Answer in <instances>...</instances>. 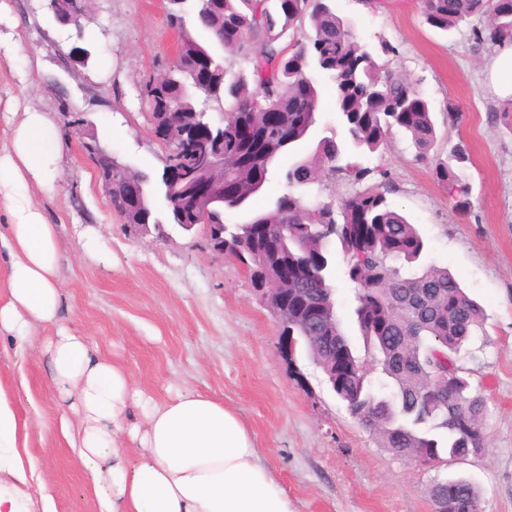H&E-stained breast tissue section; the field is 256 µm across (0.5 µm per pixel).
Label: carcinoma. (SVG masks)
I'll use <instances>...</instances> for the list:
<instances>
[{
	"label": "carcinoma",
	"instance_id": "obj_1",
	"mask_svg": "<svg viewBox=\"0 0 512 512\" xmlns=\"http://www.w3.org/2000/svg\"><path fill=\"white\" fill-rule=\"evenodd\" d=\"M427 23L449 31L473 18H484L473 29L474 39L491 45L512 44V11L496 8L491 0H423ZM169 21L177 23L178 61L168 67L164 90L171 102L167 113L154 116L182 132L188 125H208L224 136V174L232 175L242 192L252 191L254 178L273 165L282 153L273 143L269 158L243 159L251 148L236 139L240 123L258 126L262 113L276 110L290 125L303 122L295 111L299 82L313 83L310 108L314 114L307 134L291 144L292 162L284 173L288 192L276 195L270 206L253 216V223L223 224L226 257L243 265L252 287L269 279L270 267L258 262L266 254L286 267H299L310 253L320 255L316 273L306 281L288 283V315L282 331L325 374L333 370L336 350L345 355V369L336 374L335 395L352 417L396 456L425 464L485 441L484 399L468 392L452 355L482 325L483 307L461 287L446 268L428 266L405 272L426 248L424 238L408 217L388 203L391 175L382 163L365 167L356 161L375 153L394 130L403 131L425 159L437 142L433 110L418 88L396 76L382 57L396 52L383 40L379 49L361 42L331 0H174ZM298 32L314 47V55L281 44L288 32ZM205 51L214 60L210 79L198 83L195 55ZM244 67L233 70L224 54ZM331 82L334 112L342 131L321 124L319 79ZM229 102L224 122L208 114L214 103ZM491 123L512 133V101L490 115ZM459 146L448 161H435L432 174L455 208L470 207L471 186L460 169L467 162ZM334 174L355 190L332 206L310 201L311 187ZM147 208L112 197V210L129 224H160L155 205L172 190L169 180L141 172ZM335 225L325 237L320 225ZM346 260L345 276L353 285L357 305L354 320L366 351L387 381L374 388L369 370L356 356L338 317L319 319L312 310L332 293L335 252ZM431 501H442L446 512H475L478 487L463 477L435 478Z\"/></svg>",
	"mask_w": 512,
	"mask_h": 512
}]
</instances>
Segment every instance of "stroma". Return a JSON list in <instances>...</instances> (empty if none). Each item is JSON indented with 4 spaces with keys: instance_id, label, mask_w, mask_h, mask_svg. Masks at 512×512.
<instances>
[{
    "instance_id": "35a3bbf8",
    "label": "stroma",
    "mask_w": 512,
    "mask_h": 512,
    "mask_svg": "<svg viewBox=\"0 0 512 512\" xmlns=\"http://www.w3.org/2000/svg\"><path fill=\"white\" fill-rule=\"evenodd\" d=\"M333 4L361 41L395 46L390 69L417 82L434 110L435 155L447 159L460 143L469 153L462 168L472 186L465 212L403 133L361 162L390 168L387 199L426 240L422 265L448 268L486 311L482 328L455 357L471 393L486 401L480 455L425 468L382 448L306 353L288 366L281 328L239 263L171 225L163 237L133 232L112 212L70 129L75 120L90 122L122 162L161 174L163 149L139 94L177 38L165 0H96L79 29L55 25L46 0H0V150L12 145L15 101L47 113L62 134V158L53 185H33L29 193L58 227L63 321L156 402L190 387L236 410L296 512H433L427 490L437 476L475 483L480 512H512V134L489 120L504 104L490 76L498 50L474 42L481 19L447 33L431 27L421 0H385L376 8L364 0ZM78 42L93 50L88 67L68 59ZM90 236L97 240L93 253L84 248ZM344 270V258H337L336 310L360 354L354 289ZM47 383L43 363L19 356L1 336L0 385L28 421L26 446L56 512H99L77 453L59 431Z\"/></svg>"
}]
</instances>
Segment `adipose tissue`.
Instances as JSON below:
<instances>
[{
	"label": "adipose tissue",
	"instance_id": "adipose-tissue-1",
	"mask_svg": "<svg viewBox=\"0 0 512 512\" xmlns=\"http://www.w3.org/2000/svg\"><path fill=\"white\" fill-rule=\"evenodd\" d=\"M46 114L17 115L12 148L0 152V199L9 224L7 288L0 333L18 354L46 364L59 426L82 462L101 512H295L287 491L262 464L240 415L208 394L186 388L155 402L125 371L99 357L87 336L61 324L56 225L32 202L30 184L51 185L61 151ZM27 425L0 389V512L37 501L55 512L47 484L19 448Z\"/></svg>",
	"mask_w": 512,
	"mask_h": 512
}]
</instances>
